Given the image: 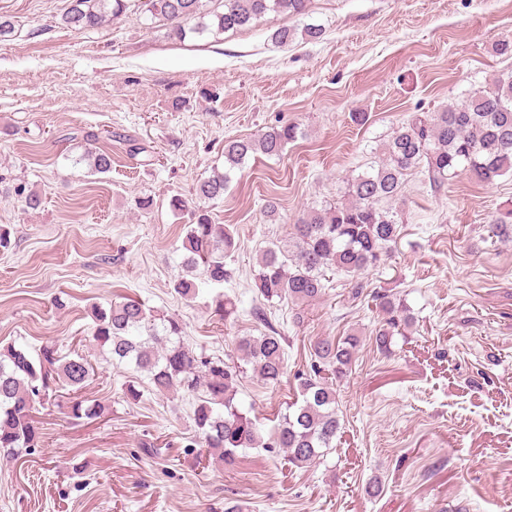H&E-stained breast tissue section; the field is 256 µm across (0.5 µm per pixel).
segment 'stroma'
<instances>
[{"instance_id": "1", "label": "stroma", "mask_w": 512, "mask_h": 512, "mask_svg": "<svg viewBox=\"0 0 512 512\" xmlns=\"http://www.w3.org/2000/svg\"><path fill=\"white\" fill-rule=\"evenodd\" d=\"M69 3L0 0L15 25L0 43V232L11 239L0 254V347L53 343L87 356L95 374L76 397L103 412L77 420L63 402L38 409L40 446L0 459V512H224L230 500L246 512H512V238L491 224L512 202L511 176L462 174L434 191L409 175L400 236L363 275L362 294L333 271L320 299L273 307L287 376L277 387L252 373L238 383L264 429L297 400L294 375L313 341L362 339L338 385L341 430L306 467L263 448L232 467L205 460L192 444L193 397L152 392L92 336L93 307L131 296L179 318L194 350L233 362L237 337L262 331L251 315L262 250L303 212L336 202L370 165L371 147L414 113L511 73L512 57L496 47L512 42V0H311L304 16L272 13L182 41L137 9L68 29ZM307 24L322 25L320 41L270 39ZM285 124L298 138L282 157L246 160L223 197L203 204L240 243L229 281L181 297L191 214L172 200L223 171L225 140ZM89 134L111 153L109 172L84 160ZM30 193L39 208L27 206ZM269 197L279 203L274 224L262 208ZM145 198L150 208H140ZM383 288L416 317L386 352L372 299ZM219 292L237 298L236 319L213 313ZM134 378L142 396L131 402L124 387ZM148 442L156 452L144 451ZM374 480L382 490L371 496Z\"/></svg>"}]
</instances>
